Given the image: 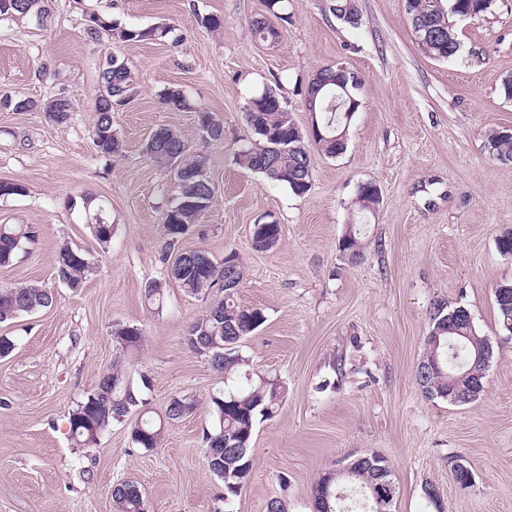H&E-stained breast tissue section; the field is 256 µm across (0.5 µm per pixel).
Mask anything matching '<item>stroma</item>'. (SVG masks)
I'll return each mask as SVG.
<instances>
[{"instance_id": "stroma-1", "label": "stroma", "mask_w": 512, "mask_h": 512, "mask_svg": "<svg viewBox=\"0 0 512 512\" xmlns=\"http://www.w3.org/2000/svg\"><path fill=\"white\" fill-rule=\"evenodd\" d=\"M361 22L334 16L329 0H288L277 43L255 40L251 21L264 0H48L50 16L0 18V181L24 185L0 197V224L38 230L28 254L0 267L1 285L51 291V307L0 324L14 351L0 358V512H115L112 487L131 480L147 512H314L318 476L355 456L379 454L392 467L393 512H512V334L501 330L496 286L512 282V256L497 240L512 230V163L487 149L491 129L512 126V0H494L478 20H457L460 50L450 60L418 47L404 0H359ZM124 27L168 23L175 40L122 42L86 32L89 14ZM221 17L219 30L203 18ZM124 58L138 91L112 114L122 153L95 147L91 127L98 71L107 52ZM357 73L360 106L346 148L312 149L310 190L301 196L242 167L238 151L256 137L249 99L276 89L297 125L311 116L302 92L329 65ZM185 91L188 105L162 104L164 90ZM67 96L71 116L50 121L41 106ZM28 98L18 112L3 98ZM212 112L224 136L195 138L199 111ZM182 131L207 161L216 197L198 231L179 249L223 262L236 252L244 271L239 301L265 323L241 343L252 372L286 386L277 414L257 424L254 465L240 494L220 501L221 482L206 465L210 394L223 385L187 346L188 324L207 296L169 280L162 213L176 188L169 169L149 161L151 131ZM376 183L381 202L358 213L360 184ZM106 205L109 244L95 237L84 195ZM279 224L275 250L253 249L254 225ZM360 223L364 257L349 263L338 243ZM88 251L96 270L80 290L55 275L61 243ZM164 283L162 306L148 303L149 281ZM469 310L493 353L485 388L457 405L428 398L415 380L435 304ZM135 324L141 350L129 356L132 381L148 375L152 410L179 395L195 411L168 425L157 448L131 441L130 421L113 423L95 446H75L69 411L116 356L112 330ZM472 484L460 486L454 464ZM440 496L432 504L426 487Z\"/></svg>"}]
</instances>
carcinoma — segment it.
<instances>
[{
    "instance_id": "obj_1",
    "label": "carcinoma",
    "mask_w": 512,
    "mask_h": 512,
    "mask_svg": "<svg viewBox=\"0 0 512 512\" xmlns=\"http://www.w3.org/2000/svg\"><path fill=\"white\" fill-rule=\"evenodd\" d=\"M493 0H448L447 15L432 20L436 31L424 29L428 0H405L415 39L421 51L436 60L454 58L460 42L451 22L455 18L479 19L492 7ZM34 15L41 20L49 17L47 0H0V16ZM86 30L90 34L105 33L124 42L164 41L173 34L174 27L167 24L147 28H123L111 18L91 14ZM252 34L262 42H275L280 32L270 21L261 17L252 22ZM336 71L334 66L320 71L324 87L314 101L317 125L321 135L314 139L321 152L333 155L344 151L340 141L330 138L347 131L346 98L336 97ZM101 88L109 100L95 107L92 138L95 147L104 155H117L122 144L112 131V104L123 102L127 95L137 92L133 71L117 54L110 53L99 68ZM163 104L180 109L187 105L180 88H169L162 94ZM50 120L65 123L71 115V103L59 96L43 105ZM247 121L259 139L255 146L240 150L239 161L247 169L260 174L266 181L283 185L301 196L310 189L312 158L306 145L295 147L294 119L283 98L266 88L248 101ZM222 124L212 113L199 111L196 135L199 139L219 140L223 136ZM488 149L498 161L512 162V136L504 129L491 131ZM147 156L155 163L174 170L177 194L169 201L164 217L166 249L171 250L188 234L185 226L194 229L214 202L215 186L207 176L205 157L189 152L188 140L182 132L160 127L145 145ZM361 229L349 225L339 242V251L350 261L363 258ZM37 231L27 224H0V267L13 264L18 255L26 252L28 243L35 241ZM280 239L277 224H256L252 234V247L257 251L274 249ZM168 278L192 294H207L219 280L231 284L224 289V297L213 301L188 327L185 341L188 347L203 358L213 370L224 374V389L210 395L211 428L203 434L209 471L223 483L222 500L237 496L250 478L253 469L252 437L256 424L275 416L285 398L286 386L276 377L256 375L238 382V373L247 360L239 353L241 341L254 333L266 321L259 308L238 301L237 294L243 281V270L235 254L217 264L210 260L202 265L187 266L189 259L179 264L163 254ZM94 272L88 254L67 244L59 247L56 255V274L67 287L77 290ZM53 303L50 291L36 285L0 286V323L33 314ZM119 357L102 376L98 384L79 401L68 414L69 435L77 446L88 448L97 444L99 436L114 422L131 413L137 420L131 426V440L138 448L150 450L158 447L166 426L196 409L195 399L175 396L170 399L164 413H155L147 407L138 388L126 376L121 357L141 349L144 335L141 328L119 324L112 330ZM488 338L477 333L466 308L452 310L439 304L435 307L431 329L425 337V355L415 371V379L427 397L454 400L456 395L466 396L476 389H484L486 365L477 360V351ZM348 486L363 496V512H391L396 496V483L391 467L379 469L372 462L351 461L342 473H323L313 488L317 512H345L336 488ZM116 512H146L145 502L138 486L132 481L117 483L112 490Z\"/></svg>"
}]
</instances>
